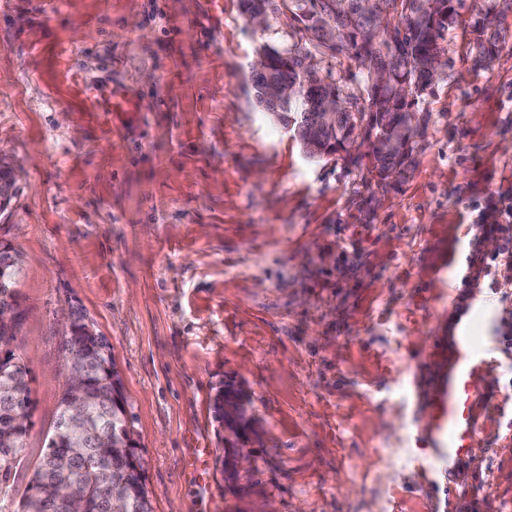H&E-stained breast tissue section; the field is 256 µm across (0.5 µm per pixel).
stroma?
Segmentation results:
<instances>
[{
	"label": "stroma",
	"mask_w": 512,
	"mask_h": 512,
	"mask_svg": "<svg viewBox=\"0 0 512 512\" xmlns=\"http://www.w3.org/2000/svg\"><path fill=\"white\" fill-rule=\"evenodd\" d=\"M0 0V241L22 259L12 341L31 379L22 496L52 434L69 306L106 336L154 512H512V434L477 406L454 466L423 431L457 321L496 339L480 387H512V277L464 287L512 208V12L477 70L469 33L419 103L389 183L307 158L245 92L259 31L240 0ZM122 94L94 111L85 86ZM250 405V466L220 461V391Z\"/></svg>",
	"instance_id": "35a3bbf8"
}]
</instances>
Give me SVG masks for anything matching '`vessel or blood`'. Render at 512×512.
I'll return each mask as SVG.
<instances>
[{"label": "vessel or blood", "instance_id": "obj_1", "mask_svg": "<svg viewBox=\"0 0 512 512\" xmlns=\"http://www.w3.org/2000/svg\"><path fill=\"white\" fill-rule=\"evenodd\" d=\"M448 368L432 397V409L426 420L428 436L437 448L441 460L464 458L479 432V417L475 402L480 392L475 377L491 360L489 346L475 345L470 336L469 321L458 323Z\"/></svg>", "mask_w": 512, "mask_h": 512}]
</instances>
